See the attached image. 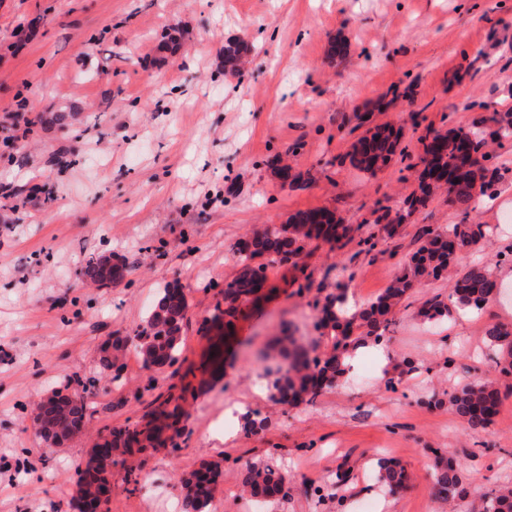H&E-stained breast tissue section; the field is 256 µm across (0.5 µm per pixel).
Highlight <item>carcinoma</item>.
I'll list each match as a JSON object with an SVG mask.
<instances>
[{
    "mask_svg": "<svg viewBox=\"0 0 512 512\" xmlns=\"http://www.w3.org/2000/svg\"><path fill=\"white\" fill-rule=\"evenodd\" d=\"M245 53L246 48L241 42L235 39L224 42V69L231 73L239 71ZM480 124L482 127L475 130L462 127L426 129L425 134L419 137L423 145V154L418 157L423 165L420 193L405 199L401 209L394 211L378 202L372 211L375 215L373 223L382 225L386 237L390 238L400 224L428 205L434 191L444 188L448 192L449 203L462 215V222L448 225L441 233L426 228L421 230L420 246L408 258L404 272L396 275L390 286L368 302L359 313L344 316L345 297L341 293H329L316 301L317 328L321 330V335L331 339L332 349L328 353L318 352L317 345L309 349H294L289 368L273 383L279 400L297 401L304 395L314 400L345 372L347 359L366 344L368 338L378 340L384 335L391 324L389 315L393 307L415 280L428 277L437 279L449 274L451 268H459L452 275L451 304L435 299L426 302V307L421 310L430 321H442L455 311L481 310L489 302L495 280L493 272L479 264L463 265L458 255L446 254L438 247L439 240L445 237L450 245L462 251L489 241L496 233V228L490 224L468 222V216L475 210L478 196L494 197L505 179V172L493 163V155L488 147L492 143L512 139V113L495 110L483 117ZM402 137L401 126L395 128L385 124L371 127L353 143L346 158L355 170L374 176L387 165ZM463 137L470 139L474 152L480 155L482 162L474 170L459 173L458 140ZM356 231L358 228L337 219L336 213L321 208L297 212L289 216L284 224L270 225L254 233L251 239L238 247L235 253L237 274L224 284L222 301L216 303L213 314L204 321L202 330L207 332L215 326L223 327L226 318L234 317L242 307L257 301L262 286L267 282L269 268L284 264L297 266V259L313 240L326 242L333 249H343L354 240ZM125 270L124 262L114 263L105 256H96L81 264L80 275L100 287H107L122 279ZM188 308L186 296L179 287L166 288L145 323L133 331V340L137 342L146 368L160 370L178 361L182 324ZM487 337L503 355L502 370L512 369V331L502 325H494L488 329ZM123 350V345L114 344L112 351L104 352L98 360L101 370L112 371L114 381L120 378L118 362ZM86 392L87 385L84 384L82 390L62 398L59 404L37 408L34 419L40 420V427L47 432L80 428L87 422L90 413ZM448 404L470 428L483 429L498 412L499 391L494 380L484 378L453 393ZM184 416L185 411L178 399L169 397L145 414L141 422L113 431L107 443L114 449L122 448L126 453L156 448L161 444V434L169 429H177ZM204 470L209 475L208 479L199 477L198 470L186 479L187 492L181 502L182 512H207L220 471L216 464H209ZM381 470V479L390 490L396 491L405 486L407 474L404 469L384 463ZM242 484L250 489L253 496L265 500L288 495L284 477L268 464L246 466ZM435 488L442 499L462 498L464 488L457 467L450 463L441 468L435 474ZM484 510L512 512V488L504 487L492 493Z\"/></svg>",
    "mask_w": 512,
    "mask_h": 512,
    "instance_id": "1",
    "label": "carcinoma"
}]
</instances>
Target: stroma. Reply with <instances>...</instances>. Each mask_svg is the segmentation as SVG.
<instances>
[{
    "instance_id": "1",
    "label": "stroma",
    "mask_w": 512,
    "mask_h": 512,
    "mask_svg": "<svg viewBox=\"0 0 512 512\" xmlns=\"http://www.w3.org/2000/svg\"><path fill=\"white\" fill-rule=\"evenodd\" d=\"M230 38L249 48L235 75L224 70ZM23 98L39 110L19 108ZM486 105L512 110V0H0V141H18L0 149L10 189L0 194V458L21 466L0 475V512H73L76 470L101 432L171 394L184 398L181 434L113 457L109 512H175L181 478L210 462L222 478L208 512H252L240 474L259 460L288 492L265 512H359L368 499L378 512H483L485 496L512 481V375L500 374L485 336L512 329V305L426 323L419 309L451 288L422 280L394 308L388 340L360 349L311 402L278 403L257 354L284 336L330 349L314 297L341 287L360 308L402 272L421 229L459 222L440 194L394 238L371 251L362 243L377 231L373 203L397 206L417 188L409 164L426 129L470 127ZM383 123L402 127L404 157L374 176L354 170L344 158L359 128ZM284 168L310 179L290 185ZM321 207L359 226L358 241L269 270L274 291L239 316L223 374L202 371L201 324L237 273L238 245ZM507 212L512 179L495 200L478 199L473 219L502 231L465 262L512 270ZM99 254L126 261L121 283L79 278ZM176 284L189 303L178 362L146 369L131 343L120 380L100 373L101 349L132 335ZM487 376L501 405L475 431L447 399ZM75 380L91 382L93 416L48 451L31 409ZM240 402L264 429L244 432ZM381 457L405 468L404 488L381 486ZM448 459L467 490L451 504L434 488Z\"/></svg>"
}]
</instances>
